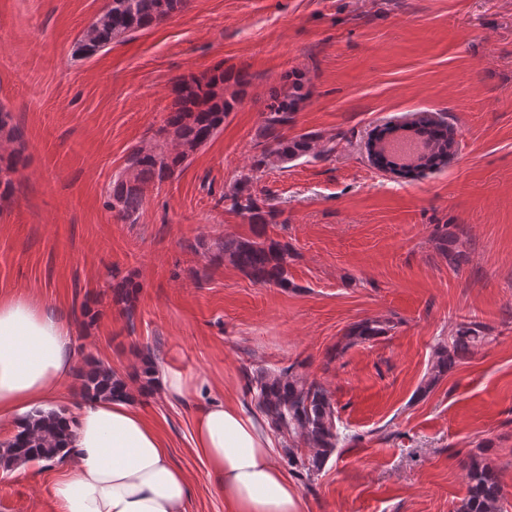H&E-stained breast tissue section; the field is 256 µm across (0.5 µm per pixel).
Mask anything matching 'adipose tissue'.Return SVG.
Listing matches in <instances>:
<instances>
[{
	"instance_id": "ef3b65f1",
	"label": "adipose tissue",
	"mask_w": 512,
	"mask_h": 512,
	"mask_svg": "<svg viewBox=\"0 0 512 512\" xmlns=\"http://www.w3.org/2000/svg\"><path fill=\"white\" fill-rule=\"evenodd\" d=\"M73 369L67 323L23 298L0 299V418L46 409ZM165 399L198 400L191 442L226 512H304L264 422L205 377L162 372ZM73 452L54 492L60 512H184L191 489L157 427L126 398L94 399L70 424Z\"/></svg>"
}]
</instances>
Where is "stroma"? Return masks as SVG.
Segmentation results:
<instances>
[{
	"label": "stroma",
	"mask_w": 512,
	"mask_h": 512,
	"mask_svg": "<svg viewBox=\"0 0 512 512\" xmlns=\"http://www.w3.org/2000/svg\"><path fill=\"white\" fill-rule=\"evenodd\" d=\"M106 0H0V105L22 137L0 198V297L70 323L76 367L109 366L134 388L146 352L254 407L252 373L297 365L338 411L341 442L311 482L307 512H456L483 452L512 512V0H187L167 21L92 57L75 54ZM224 69L221 129L133 222L107 204L133 149L157 140L182 76ZM301 84L285 136L312 155L251 172L270 94ZM425 112L454 129L445 166L399 178L373 166L371 134ZM277 211L287 287L219 255L255 227L223 201L244 174ZM132 307L115 302L121 282ZM90 314H83V307ZM388 335L337 353L348 329ZM487 325L428 391L434 348ZM192 492L185 512H224L191 446L196 401L139 394ZM56 474L0 476V512H59ZM390 323L391 321L388 319H365L354 324L347 335L349 342L342 348L341 352L352 345L369 342L379 337L386 336L392 328ZM336 351L337 353H341L338 349H336Z\"/></svg>",
	"instance_id": "35a3bbf8"
}]
</instances>
